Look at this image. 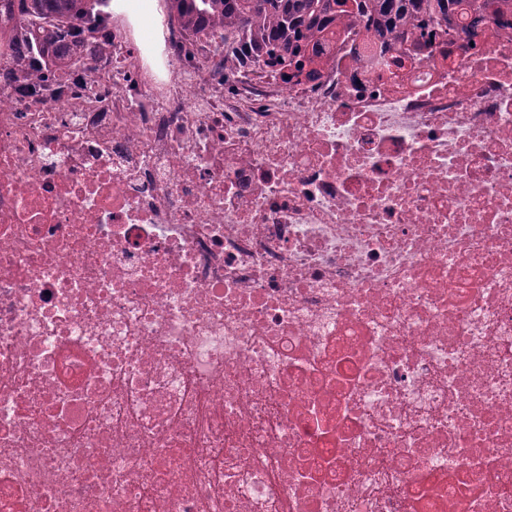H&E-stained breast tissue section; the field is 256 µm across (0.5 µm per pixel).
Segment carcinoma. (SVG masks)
<instances>
[{
	"instance_id": "carcinoma-1",
	"label": "carcinoma",
	"mask_w": 512,
	"mask_h": 512,
	"mask_svg": "<svg viewBox=\"0 0 512 512\" xmlns=\"http://www.w3.org/2000/svg\"><path fill=\"white\" fill-rule=\"evenodd\" d=\"M465 0H164L182 37L220 36L224 69L277 65L302 72L314 64L334 18L396 38L423 23L446 26ZM478 21L512 9V0H478ZM0 36L10 53L6 84L14 91L61 95L64 78L87 76L112 55V0H0Z\"/></svg>"
}]
</instances>
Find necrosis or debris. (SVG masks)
Here are the masks:
<instances>
[{
    "label": "necrosis or debris",
    "instance_id": "4bbe7bcc",
    "mask_svg": "<svg viewBox=\"0 0 512 512\" xmlns=\"http://www.w3.org/2000/svg\"><path fill=\"white\" fill-rule=\"evenodd\" d=\"M166 33L0 88V512H512V13Z\"/></svg>",
    "mask_w": 512,
    "mask_h": 512
}]
</instances>
